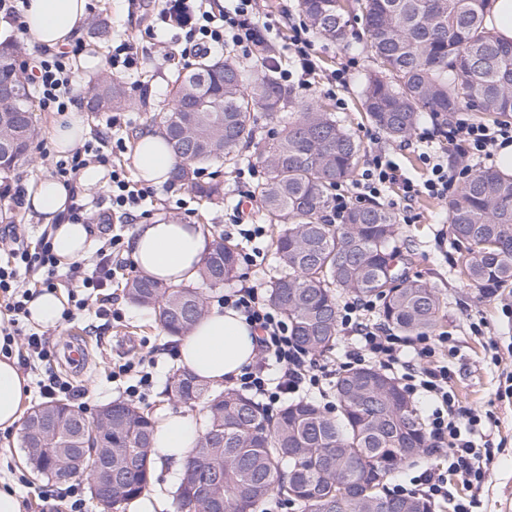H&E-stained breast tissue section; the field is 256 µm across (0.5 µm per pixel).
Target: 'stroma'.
<instances>
[{
	"instance_id": "obj_1",
	"label": "stroma",
	"mask_w": 512,
	"mask_h": 512,
	"mask_svg": "<svg viewBox=\"0 0 512 512\" xmlns=\"http://www.w3.org/2000/svg\"><path fill=\"white\" fill-rule=\"evenodd\" d=\"M161 7V0H88L87 16L80 34L84 50L74 63L73 107L84 114L86 138L90 141L98 136L123 138L127 150L114 156L112 162L134 183L139 180L133 161L136 136L143 129L157 126L167 104L171 82L182 69L181 64H170L156 56V49L162 43L178 51L183 48L180 29L156 23L155 17ZM97 25L108 27L113 35L128 37L139 47L138 66L124 78L132 103L121 110V123L116 127L110 124L111 113L105 112L94 118L83 111L90 81L110 70L107 59L112 52L111 44L96 43L90 36L92 27ZM149 26L154 29L150 35L145 32ZM349 30L352 46L348 49L317 39L321 82L310 94V101L324 104L335 113L361 142L365 153L385 150L409 177L424 178L426 166L413 146L387 140L363 118L358 103L363 71L353 73L342 98L328 93L326 79L344 62L346 54L366 52L367 36L360 17H351ZM65 118L62 112L40 113L37 133L30 147L31 160L13 175V182L28 189L53 177L54 164L60 155L51 149L52 131ZM204 176L223 182L222 201L206 205L189 187L167 183L152 187L150 197L143 203L144 208L151 210L156 218L174 217L193 224L200 222L211 235L223 233L240 195L250 194L255 183L238 181L235 169L221 164L208 167ZM110 183L111 178L106 175L100 187L78 190L91 229L92 251L83 261L88 268L96 261V248L115 233L131 237L136 224L135 218L112 216ZM413 212L415 222L399 225L397 239L407 259L409 274L427 281L442 303L438 329L448 332L451 337L448 354L451 386L462 405L491 414L495 422L489 437L493 450L490 478L480 493V512H512V288L501 289L493 297L483 298L466 280L450 275L449 270L455 267L458 254L449 239L444 201L420 197L413 205ZM10 223L14 224L24 243L31 247L48 229L43 218L27 210L23 202L5 198L0 200V231ZM278 232V225H267L266 234L259 243L256 265L240 266L237 276L226 282L224 288L195 281V288L208 305L217 304L225 290L241 287L251 283L253 278L274 271L273 243ZM114 263L122 267L123 273L113 280L108 293L114 306L121 310L122 320L102 318L89 309L51 329L56 353H63L65 346L74 342L85 343L88 347L83 370H73L68 364L56 360L51 365L52 371L84 390L82 410L91 418L100 406L122 397L120 385L107 379L113 365L150 353L156 361L154 386L142 402V409L153 416L166 410H182L198 416L199 405L184 406L164 394L177 368L176 344L164 335L151 310L130 303L124 293L127 277L137 273L130 251L120 253ZM3 481L8 482L21 498L23 512H57L56 507L44 499L45 493L55 489L56 484L28 468L20 436L0 433V482Z\"/></svg>"
}]
</instances>
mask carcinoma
Instances as JSON below:
<instances>
[{
	"label": "carcinoma",
	"instance_id": "carcinoma-1",
	"mask_svg": "<svg viewBox=\"0 0 512 512\" xmlns=\"http://www.w3.org/2000/svg\"><path fill=\"white\" fill-rule=\"evenodd\" d=\"M371 68L359 99L368 119L389 139L414 132L422 114L450 117L462 108L495 123L512 120V41L487 30L491 0H359ZM309 25L325 40L348 43L342 0H299ZM20 48L0 41V79L19 80ZM126 86L102 77L88 90L86 111L98 115L129 105ZM275 131L263 145L265 177L253 195L262 219L280 224L274 245L279 274L269 300L287 319L296 342L320 354L339 335L337 296L348 291L380 301L382 322L402 336H421L439 324L434 289L400 267L396 216L372 202L351 207L341 224L327 222L336 188L350 180L362 145L336 116L313 102H298L272 70L227 52L201 57L177 73L162 117L174 155L173 181L200 199L221 197L219 182L200 183L199 171L218 161L236 166L254 145L256 112ZM32 88L0 107V140L14 141L15 161H26L37 125ZM448 233L461 269L482 296L512 288V175L486 168L472 173L448 200ZM237 248L218 235L199 276L212 287L237 276ZM125 295L155 311L171 337H180L206 312L194 288L165 286L143 275L125 283ZM337 415L306 400L285 403L269 416L247 394L216 389L186 370L174 373L170 397L202 401L203 431L177 491L178 512H256L277 492L302 512H435L421 496H393L386 481L400 466L425 455V429L398 382L373 366L337 374ZM56 430L45 437L42 417ZM152 418L124 402L89 420L63 401L42 403L27 415L21 436L38 476L64 481L57 466L78 450L97 463L112 449V496L89 486L102 512L144 493L152 478Z\"/></svg>",
	"mask_w": 512,
	"mask_h": 512
}]
</instances>
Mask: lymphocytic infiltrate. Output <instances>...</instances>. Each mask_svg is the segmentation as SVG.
I'll return each mask as SVG.
<instances>
[{
  "label": "lymphocytic infiltrate",
  "mask_w": 512,
  "mask_h": 512,
  "mask_svg": "<svg viewBox=\"0 0 512 512\" xmlns=\"http://www.w3.org/2000/svg\"><path fill=\"white\" fill-rule=\"evenodd\" d=\"M161 21H176L184 34L186 44L195 54H208L228 49L245 59L269 66L278 74L283 85L295 92L311 91L318 70V52L312 29L304 20L292 21V32L285 49V57L269 51L270 26L261 20L256 0H231L230 7L220 13L198 5L188 12L183 0H165L159 13ZM81 44L71 50L41 57L33 78L38 90V102L46 112L68 111L67 101L60 91L73 78V62L81 54ZM420 141L447 142L452 154L466 161L478 163L493 157L497 148L512 143V123L494 126L474 122L467 114H458L448 124H434L432 130L420 133ZM427 176L417 182L406 177L393 162L389 153L373 155L367 167L349 188L338 190L334 200V217L342 219L351 205L367 203L380 198L391 186H398L401 196L399 219L411 223L413 203L420 196L443 200L458 188L460 170L449 167L447 159L438 153L424 154ZM123 247V238L115 234L98 248V259L92 269L72 264L70 278L77 287L99 291L109 287L116 270L112 257ZM60 263L49 236H42L36 247L13 244L6 263L0 264V302L10 317L0 322V353L17 354L24 369H31L33 361H47L52 352L46 333L31 332L25 337V347L14 352V336L23 318L28 315L27 304L33 296L31 289L20 287L17 266L35 272V284L40 288L53 285V275ZM224 306L240 312L253 328L257 338L255 362L237 378L236 390L259 399L267 412L279 410L288 397L318 393L328 397L327 366L319 364L311 354L296 343L287 319L268 301L264 284L254 283L228 293ZM372 300L348 298L338 308V323L346 344L345 367L366 364L378 366L398 375L408 395L430 399L433 408L424 421L433 452L444 453L448 459L447 471L424 469L412 478L414 492L435 503L451 502L452 512H474L480 499L478 489L490 476L491 451L476 447L473 432L481 424L480 416L472 408L460 406L450 385V372L442 364L439 352L447 344L446 335L400 336L375 321ZM155 361L138 358L112 371L113 379H126L124 393L129 403L143 401L153 385L151 369ZM456 477L470 488V495L451 497L449 477Z\"/></svg>",
  "instance_id": "lymphocytic-infiltrate-1"
}]
</instances>
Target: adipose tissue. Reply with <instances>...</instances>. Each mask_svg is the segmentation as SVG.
I'll return each mask as SVG.
<instances>
[{
    "label": "adipose tissue",
    "instance_id": "1",
    "mask_svg": "<svg viewBox=\"0 0 512 512\" xmlns=\"http://www.w3.org/2000/svg\"><path fill=\"white\" fill-rule=\"evenodd\" d=\"M87 0H30L25 10L28 43L58 48L79 36ZM134 165L142 180L151 185L169 181L174 158L162 130H144L134 152ZM70 193L65 185L42 180L27 193L25 202L52 224L56 255L65 261L86 257L91 240L84 224L56 223L68 207ZM211 239L201 225L159 218L136 225L130 240L132 256L141 275L162 284L179 287L199 275L200 262ZM256 352V341L244 317L235 309L212 306L179 341L181 366L211 385L239 377ZM29 399L27 379L13 357H0V431L20 425L24 404ZM200 435L195 418L180 412L158 414L152 435L151 457L155 469L170 468L182 473L189 453Z\"/></svg>",
    "mask_w": 512,
    "mask_h": 512
}]
</instances>
